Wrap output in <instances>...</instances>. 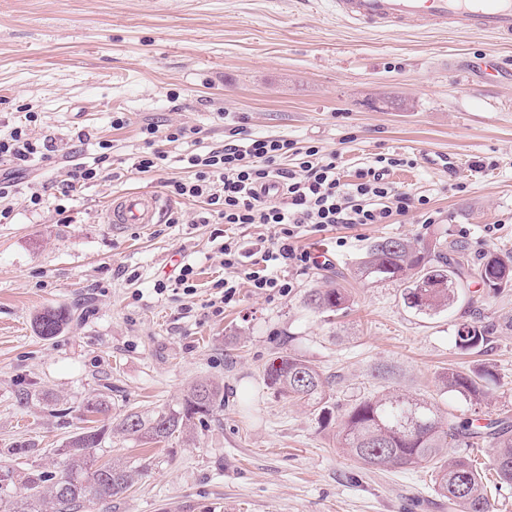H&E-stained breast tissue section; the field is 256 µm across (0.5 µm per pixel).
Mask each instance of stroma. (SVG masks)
Returning a JSON list of instances; mask_svg holds the SVG:
<instances>
[{
	"instance_id": "stroma-1",
	"label": "stroma",
	"mask_w": 512,
	"mask_h": 512,
	"mask_svg": "<svg viewBox=\"0 0 512 512\" xmlns=\"http://www.w3.org/2000/svg\"><path fill=\"white\" fill-rule=\"evenodd\" d=\"M485 56L501 64L491 81L474 67ZM29 112L33 137L55 150L0 201L13 210L0 223V466L16 464L5 451L22 446V468L53 469L84 425L87 398L106 396L97 423L108 426L132 410L178 407L207 378L223 386L224 403L190 440L113 435L97 449L98 462L148 471L89 512H449L420 471L363 470L339 448L336 425L319 426L263 374L278 353L300 354L329 378L341 409L390 388L469 417L512 418V288L495 294L475 282L453 308L429 315L404 305L402 283L349 274L383 237L512 252V43L372 31L338 17L332 0H0V125ZM150 123L172 158L161 176L133 167ZM235 126L336 153L347 183L378 158H402L388 181L427 197L437 220L423 223L413 208L389 224L309 233L298 245L324 264L286 269L285 295L241 285L213 313L225 236L251 249L278 233L202 223L201 203L171 196L163 181L188 177L180 156L222 146ZM171 127L188 128L187 138L165 141ZM102 140L112 146L104 178L60 198L69 170L92 162ZM427 152L457 158L458 171L427 166ZM137 190L161 196L162 221L113 231L107 200ZM181 261L194 268L190 297L171 279ZM340 271L347 312L330 319L307 308V294ZM58 306L72 319L44 339L33 318ZM478 320L494 323L491 344L460 351L456 325ZM451 367L493 374L484 404L443 391Z\"/></svg>"
}]
</instances>
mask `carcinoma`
Returning a JSON list of instances; mask_svg holds the SVG:
<instances>
[{
  "instance_id": "1",
  "label": "carcinoma",
  "mask_w": 512,
  "mask_h": 512,
  "mask_svg": "<svg viewBox=\"0 0 512 512\" xmlns=\"http://www.w3.org/2000/svg\"><path fill=\"white\" fill-rule=\"evenodd\" d=\"M354 275L374 281H399L405 285L404 304L418 312L450 308L476 278L483 287L498 293L512 288V254L486 252L471 260L467 243L450 240L435 247L399 238L373 243L354 268ZM350 298L341 285L312 291L306 306L318 313L337 314L349 308ZM70 320L64 307L37 313L34 326L40 336L51 339ZM494 325L464 323L455 330V345L462 351H481L491 342ZM441 384L448 393L473 402L487 396L492 381L488 371L448 369ZM266 385L290 401L313 409L318 420L338 426L343 451L364 468L427 469L440 494L460 507V512H493L481 473L468 457L446 459L448 441L472 448L479 440L493 444L492 465L499 480L512 484V422L498 420L485 425L473 418H459L425 399L395 390L356 402L338 417L327 399L329 379L301 356L285 353L275 357L265 371ZM224 399L221 387L208 380L197 381L181 406L159 410L149 417L125 414L112 431L137 436L150 443H168L190 438L196 423L213 414ZM105 430L80 429L62 449V462L55 471L17 473L5 470L7 482L0 485L4 512H83L89 504L120 497L137 484L147 467L115 459L95 464L96 449L105 440ZM23 492H17V487Z\"/></svg>"
}]
</instances>
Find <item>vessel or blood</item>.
Instances as JSON below:
<instances>
[{"mask_svg": "<svg viewBox=\"0 0 512 512\" xmlns=\"http://www.w3.org/2000/svg\"><path fill=\"white\" fill-rule=\"evenodd\" d=\"M338 15L352 23L388 31L442 27L479 31L512 40V0H333ZM163 211L158 195L122 193L112 197L106 223L125 230L155 223Z\"/></svg>", "mask_w": 512, "mask_h": 512, "instance_id": "1", "label": "vessel or blood"}]
</instances>
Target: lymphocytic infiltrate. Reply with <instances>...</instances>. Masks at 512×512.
<instances>
[{
    "label": "lymphocytic infiltrate",
    "instance_id": "obj_1",
    "mask_svg": "<svg viewBox=\"0 0 512 512\" xmlns=\"http://www.w3.org/2000/svg\"><path fill=\"white\" fill-rule=\"evenodd\" d=\"M52 150L51 142L35 139L24 126L0 130V161L22 168L35 158H47ZM291 154L299 163L290 168L286 159ZM185 162L192 175L166 179L171 195L204 203L224 224L279 230L276 242L261 250H246L232 237L220 245L230 272L215 283L220 304L232 301L243 283L259 293L288 292L290 284L279 268H306L317 262L311 251L295 244L304 233L338 224H387L415 203L425 223L435 221L426 198L411 200L386 181L387 168L399 164L395 158L360 170L356 182L345 183L336 154L322 153L313 145L299 147L283 137L252 136L225 140L221 147L186 156Z\"/></svg>",
    "mask_w": 512,
    "mask_h": 512
}]
</instances>
